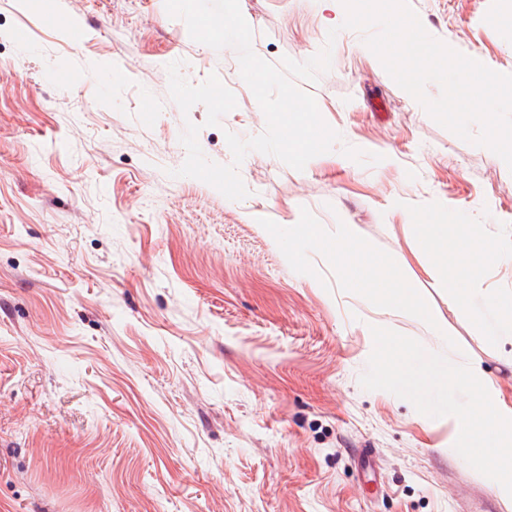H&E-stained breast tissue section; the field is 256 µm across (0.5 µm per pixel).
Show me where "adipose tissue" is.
I'll use <instances>...</instances> for the list:
<instances>
[{
  "label": "adipose tissue",
  "mask_w": 512,
  "mask_h": 512,
  "mask_svg": "<svg viewBox=\"0 0 512 512\" xmlns=\"http://www.w3.org/2000/svg\"><path fill=\"white\" fill-rule=\"evenodd\" d=\"M393 207L404 213L412 242L435 265L445 269L440 285L447 290L449 300L490 341L512 339V293H484L478 287L490 264L508 259L512 254L489 239L485 225L470 222L462 213L449 212L442 199H433L417 211L401 200L395 201ZM293 234L304 244L324 247L335 263L340 283L352 293L376 298L389 313L405 315L439 329L432 306L414 283L394 275L390 262L364 254L354 225H338L336 238L329 243L315 224L294 225Z\"/></svg>",
  "instance_id": "ef3b65f1"
}]
</instances>
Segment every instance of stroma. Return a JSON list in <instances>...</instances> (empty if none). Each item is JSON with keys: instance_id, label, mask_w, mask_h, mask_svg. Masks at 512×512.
<instances>
[{"instance_id": "obj_1", "label": "stroma", "mask_w": 512, "mask_h": 512, "mask_svg": "<svg viewBox=\"0 0 512 512\" xmlns=\"http://www.w3.org/2000/svg\"><path fill=\"white\" fill-rule=\"evenodd\" d=\"M52 2L73 30L0 0V512H512L456 453L454 417L360 384L378 326L480 364L512 401V343L449 301L391 209L441 198L512 243V170L437 124L364 33L328 41L315 0H240L261 59L331 46L330 70L296 85L341 138L301 171L249 152V194L225 201L175 171L186 123L223 165L226 133L265 131L236 54L192 40L164 0ZM408 3L512 74V0ZM176 60L234 93L219 125L171 99ZM252 211L329 239L355 225L447 336L342 288L319 248L290 263Z\"/></svg>"}]
</instances>
